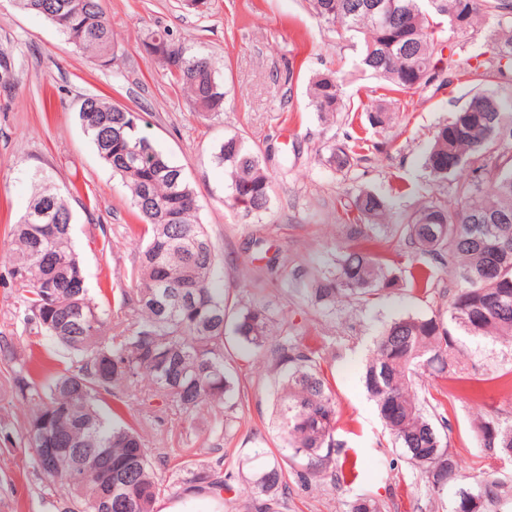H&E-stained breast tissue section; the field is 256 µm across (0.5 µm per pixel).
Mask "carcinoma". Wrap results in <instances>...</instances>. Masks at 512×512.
<instances>
[{"mask_svg": "<svg viewBox=\"0 0 512 512\" xmlns=\"http://www.w3.org/2000/svg\"><path fill=\"white\" fill-rule=\"evenodd\" d=\"M320 22L347 35L359 49L357 71L389 81L397 92L422 90L439 74L440 42L434 37L444 16L450 32L465 36L476 21L491 19L494 34L482 54L512 62V0H383L385 11L363 7L364 0H308ZM21 9L49 21L88 59L101 67L114 60L112 26L99 0H18ZM168 49L164 63L198 114L213 119L224 111V86L208 56L186 58L166 28L144 41ZM0 86L13 88V63L0 50ZM311 106L322 116L343 110L342 81L335 73L309 84ZM79 119L99 157L126 187L139 224L128 233L147 238L132 292L94 297L85 285L72 245V213L67 198L34 175L31 204L11 227L9 283L29 334L56 338L73 354L57 370L29 352L16 377V388L33 404L23 435L34 469L63 489L61 512H156L171 488L208 493L216 498L232 490L223 464H186L183 476L166 485L158 477L136 426L123 420L115 390L146 389V400L174 403L190 414L210 405L224 414L215 431L234 429L240 390L229 374L227 335L236 347L263 359L278 374L276 419L285 461L311 476L342 473L336 459L343 443L336 439L337 411L332 385L317 351L301 341L297 329L256 300L230 298L219 273L220 259L199 203L183 170L168 160L139 131V118L100 95L84 98ZM458 166L442 169L448 155ZM229 177L227 200L244 216H257L272 204L273 177L247 141L224 139L214 155ZM328 163L346 173L354 165L350 146L334 145ZM434 179L444 181L466 168L469 181L458 199L446 204L428 198L419 209L395 216L384 199L362 192L340 204L348 243L336 248L311 278L310 302L327 315L336 303H367L399 286L379 243L408 242L410 287L431 290L433 264L448 267L463 286L448 294V309L429 317L401 316L374 339L365 365L364 384L379 418L408 464L425 474L439 494L438 472L458 471L448 440V420L429 413L415 378L429 372L465 383L480 394L499 381L512 391V369L496 378L465 374L449 327L474 338L512 342V100L496 92L474 93L442 126L424 158ZM63 439L66 455L48 460L41 454L40 427ZM483 448L512 456V424L488 414L475 430ZM250 463L244 481L252 488L254 512H269L286 484L278 460ZM88 471L78 483L76 472ZM512 487L494 479L455 492L452 512H505ZM350 512H382L374 498L362 495Z\"/></svg>", "mask_w": 512, "mask_h": 512, "instance_id": "cac0c4a2", "label": "carcinoma"}]
</instances>
